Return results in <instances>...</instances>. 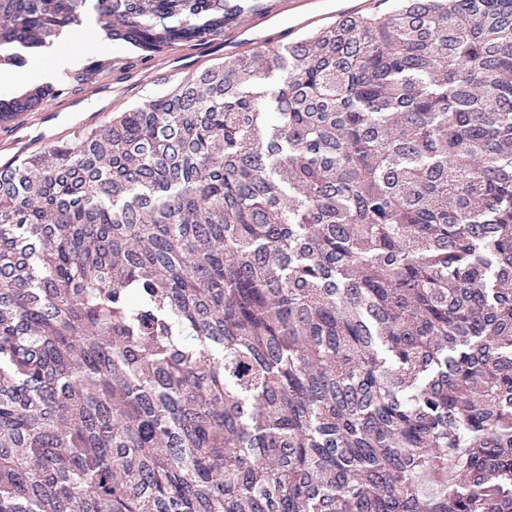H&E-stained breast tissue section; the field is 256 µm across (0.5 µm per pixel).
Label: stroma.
Here are the masks:
<instances>
[{
  "label": "stroma",
  "instance_id": "1",
  "mask_svg": "<svg viewBox=\"0 0 512 512\" xmlns=\"http://www.w3.org/2000/svg\"><path fill=\"white\" fill-rule=\"evenodd\" d=\"M68 47L78 53L82 64L108 60L111 71L102 72L101 80L112 83L108 94H92L78 105H67L55 98L38 111L0 123V154L24 156L38 152L40 145L32 143L35 135H43L44 144L53 145L72 140L71 128L79 121L91 118L100 109L109 113L123 112L144 103L176 85L190 71H202L211 66V59L194 60V44L177 43L159 52L145 54L104 37L87 39L84 30L69 34Z\"/></svg>",
  "mask_w": 512,
  "mask_h": 512
}]
</instances>
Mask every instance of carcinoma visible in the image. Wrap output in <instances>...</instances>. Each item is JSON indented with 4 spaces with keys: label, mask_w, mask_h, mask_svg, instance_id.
Here are the masks:
<instances>
[{
    "label": "carcinoma",
    "mask_w": 512,
    "mask_h": 512,
    "mask_svg": "<svg viewBox=\"0 0 512 512\" xmlns=\"http://www.w3.org/2000/svg\"><path fill=\"white\" fill-rule=\"evenodd\" d=\"M247 2L0 0V72ZM0 512H512V0L343 14L1 165Z\"/></svg>",
    "instance_id": "obj_1"
}]
</instances>
